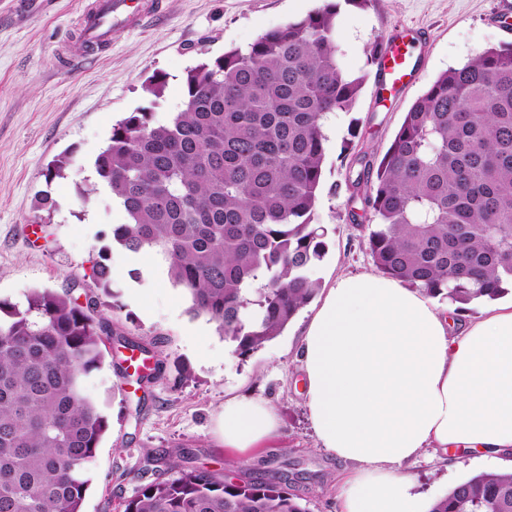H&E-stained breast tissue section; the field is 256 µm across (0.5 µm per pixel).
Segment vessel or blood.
Masks as SVG:
<instances>
[{"instance_id": "1", "label": "vessel or blood", "mask_w": 512, "mask_h": 512, "mask_svg": "<svg viewBox=\"0 0 512 512\" xmlns=\"http://www.w3.org/2000/svg\"><path fill=\"white\" fill-rule=\"evenodd\" d=\"M162 0H97L86 12L81 35L85 43L98 47L108 45L116 25L136 27L161 15ZM416 35L393 34L385 38L378 51L376 68L381 87H406L414 79L411 50Z\"/></svg>"}]
</instances>
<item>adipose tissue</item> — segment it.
Here are the masks:
<instances>
[{
	"mask_svg": "<svg viewBox=\"0 0 512 512\" xmlns=\"http://www.w3.org/2000/svg\"><path fill=\"white\" fill-rule=\"evenodd\" d=\"M298 360L322 448L349 462L341 512H430L403 470L434 449L512 473V300L459 321L399 280L340 277L312 317ZM269 401H225V447L279 430Z\"/></svg>",
	"mask_w": 512,
	"mask_h": 512,
	"instance_id": "ef3b65f1",
	"label": "adipose tissue"
}]
</instances>
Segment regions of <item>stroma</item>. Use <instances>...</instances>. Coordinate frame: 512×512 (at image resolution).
<instances>
[{
	"instance_id": "obj_1",
	"label": "stroma",
	"mask_w": 512,
	"mask_h": 512,
	"mask_svg": "<svg viewBox=\"0 0 512 512\" xmlns=\"http://www.w3.org/2000/svg\"><path fill=\"white\" fill-rule=\"evenodd\" d=\"M92 0H0V300L24 304L27 294L50 288L79 299L93 297L92 314L110 338L91 391L110 428L90 467L83 512H118L139 486L132 474L149 457L218 475L251 476L284 470L310 512H341L338 481L347 471L318 444L297 362L303 331L315 306L306 304L284 332L248 357H238L206 317L194 316L187 294L174 287L165 265L149 251L113 245L111 225L125 210L102 187L95 161L115 124L147 109L163 123L183 107V79L202 61L244 48L262 32L300 19L323 0H163V14L137 30L113 28L107 49L63 62L78 38V20ZM496 0H371L341 5L336 42L346 67L365 75L351 111L337 115L328 136L324 180L315 221L327 231V252L313 276L320 291L339 277L373 271L364 248L367 224L348 219L345 174L358 152L384 153L404 115L437 76L477 53L506 42L512 14L494 18ZM423 36L410 88L379 89L374 45L392 30ZM166 86L161 98L144 90L151 76ZM361 138H353V130ZM65 157L63 176L47 175ZM49 198L52 209L39 206ZM110 254L112 281L98 287L92 267ZM126 336L147 345L159 377L138 384L120 368L131 356L117 344ZM268 400L281 427L259 448H226L221 414L226 399ZM412 490L428 499L445 496L473 475L493 471L469 457L452 463L421 456L405 464Z\"/></svg>"
}]
</instances>
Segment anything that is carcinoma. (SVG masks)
Here are the masks:
<instances>
[{"instance_id": "cac0c4a2", "label": "carcinoma", "mask_w": 512, "mask_h": 512, "mask_svg": "<svg viewBox=\"0 0 512 512\" xmlns=\"http://www.w3.org/2000/svg\"><path fill=\"white\" fill-rule=\"evenodd\" d=\"M337 0L190 70L166 123L131 112L96 173L124 208L112 242L152 250L190 311L244 357L281 335L315 296L326 253L313 224L330 113L350 111L365 75L335 41ZM346 175L349 202L377 221L378 272L459 309L512 287V43L438 75L381 157ZM68 294L0 301V512H82L108 431L88 390L107 331ZM122 512H309L287 481H237L169 464ZM431 512H512V474L480 473Z\"/></svg>"}]
</instances>
